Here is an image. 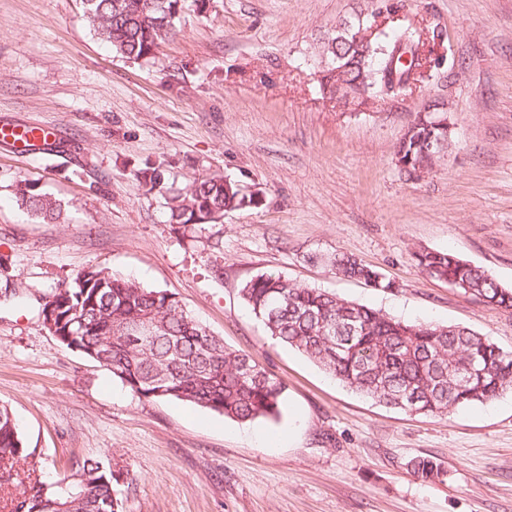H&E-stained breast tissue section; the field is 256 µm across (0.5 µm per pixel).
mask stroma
<instances>
[{"mask_svg": "<svg viewBox=\"0 0 512 512\" xmlns=\"http://www.w3.org/2000/svg\"><path fill=\"white\" fill-rule=\"evenodd\" d=\"M383 0H201L146 60L95 35L80 0H0V123L52 127L0 145V405L52 479L78 457L122 473L120 512H512V393L444 417L392 409L267 335L240 297L274 272L403 321L469 327L512 350V313L438 281L418 251L454 253L512 288V0H400L390 24L441 35L454 67L362 112L323 96L321 46ZM444 103L448 150L421 173L396 147ZM158 184L137 174L141 163ZM220 175L254 205L188 231L165 197ZM62 218L18 206L24 184ZM353 254L394 281L335 275ZM176 294L226 346L282 378L279 418L238 422L137 397L60 346L40 311L88 267ZM432 457L424 482L408 469ZM413 475L424 482H433L443 480L446 471L440 463L433 458L416 457L408 462Z\"/></svg>", "mask_w": 512, "mask_h": 512, "instance_id": "35a3bbf8", "label": "stroma"}]
</instances>
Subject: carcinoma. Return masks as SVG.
<instances>
[{
	"label": "carcinoma",
	"mask_w": 512,
	"mask_h": 512,
	"mask_svg": "<svg viewBox=\"0 0 512 512\" xmlns=\"http://www.w3.org/2000/svg\"><path fill=\"white\" fill-rule=\"evenodd\" d=\"M185 0H82L88 23L116 53L147 58L177 31ZM372 12L328 37L324 45L336 90L362 104L404 92V76L424 64L438 67L434 46L422 31L386 25L367 43L355 36L368 30ZM411 63H392L398 48ZM444 105L419 115L401 138L397 158L409 173L430 165L450 145ZM19 201L47 222L61 205L26 185ZM254 203L233 181L203 176L167 197L170 221L186 230L204 214ZM334 274L380 289L393 283L357 257L338 252L329 260ZM418 264L427 275L447 282L486 306L512 310V288L487 270L450 252L422 250ZM241 296L268 335L299 351L333 379L372 400L415 415L446 416L462 405L485 403L512 393V351L468 327L402 322L321 288H309L275 273H258ZM54 307L52 335L62 346L100 363L139 398L178 399L226 418L249 422L279 413L286 386L248 356L224 345L165 291L148 289L106 268L91 267L63 282L48 301ZM149 323L148 336L130 333ZM33 456L18 424L0 406V488L13 483L16 466ZM423 482L443 480L446 471L428 457L408 462ZM117 478L102 459H75L54 481L28 475L0 512H119Z\"/></svg>",
	"instance_id": "1"
}]
</instances>
